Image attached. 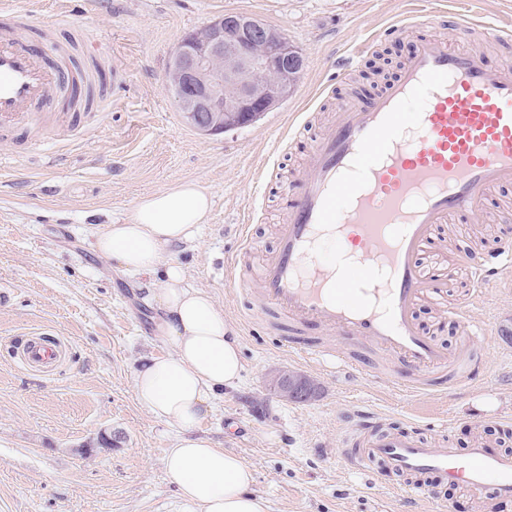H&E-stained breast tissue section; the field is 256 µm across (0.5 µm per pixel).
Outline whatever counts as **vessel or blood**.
<instances>
[{"mask_svg":"<svg viewBox=\"0 0 512 512\" xmlns=\"http://www.w3.org/2000/svg\"><path fill=\"white\" fill-rule=\"evenodd\" d=\"M46 32L54 61L28 40L11 0H0V125L22 129L70 82L95 88L111 62L98 29L82 37L92 65L71 63L57 30ZM512 43V23L466 15L451 36L419 38L398 77L369 102L343 101L329 131L311 145L294 195L286 197L277 245L252 294L261 311H275L296 324L315 323L330 337H355L413 368L406 393L420 396L438 372L471 385L484 368L479 350L486 326L471 317L486 285L512 268V238L492 249L474 243L456 265L475 280L468 297L449 309L474 350L453 364L435 337L415 321L419 301L437 281L420 265L437 225L461 212L483 213L489 194L512 185V57L490 64L482 53L454 50L449 38ZM56 344L28 343L24 359L48 367ZM338 440L346 463L365 475L374 465L403 480L410 503L437 502L435 480L461 485L481 512L512 501V452L489 453L483 442L467 451L440 442L431 447L419 433L385 428L373 413H353Z\"/></svg>","mask_w":512,"mask_h":512,"instance_id":"obj_1","label":"vessel or blood"}]
</instances>
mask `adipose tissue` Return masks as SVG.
<instances>
[{
	"label": "adipose tissue",
	"mask_w": 512,
	"mask_h": 512,
	"mask_svg": "<svg viewBox=\"0 0 512 512\" xmlns=\"http://www.w3.org/2000/svg\"><path fill=\"white\" fill-rule=\"evenodd\" d=\"M210 209L201 185L175 182L140 199L126 223L100 225L94 250L129 275L162 274L152 301L172 350L138 365L134 392L148 413L179 430L165 467L182 498L196 512H268L266 500L252 490L248 464L198 432L214 399L239 379V335L206 291L187 285L184 267L164 255L166 248L192 240Z\"/></svg>",
	"instance_id": "1"
}]
</instances>
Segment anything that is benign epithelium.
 I'll return each instance as SVG.
<instances>
[{
	"label": "benign epithelium",
	"instance_id": "obj_1",
	"mask_svg": "<svg viewBox=\"0 0 512 512\" xmlns=\"http://www.w3.org/2000/svg\"><path fill=\"white\" fill-rule=\"evenodd\" d=\"M305 58L285 32L245 16H219L183 37L168 64L167 88L183 121L203 135L247 125L288 97ZM280 397L312 396L309 377L282 370Z\"/></svg>",
	"mask_w": 512,
	"mask_h": 512
}]
</instances>
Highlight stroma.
<instances>
[{
	"label": "stroma",
	"mask_w": 512,
	"mask_h": 512,
	"mask_svg": "<svg viewBox=\"0 0 512 512\" xmlns=\"http://www.w3.org/2000/svg\"><path fill=\"white\" fill-rule=\"evenodd\" d=\"M29 34L51 53L45 26L61 11L94 25L119 58L122 83L106 81L112 107L70 123L66 99L34 121L33 144L0 129V512H192L164 468L177 429L136 400L139 362L171 346L158 332L148 300L153 285L127 275L93 248L100 225L121 224L137 200L181 180L211 196L207 224L196 237L168 248L187 283L213 296L240 338L244 371L225 389L201 432L240 455L255 475L254 491L269 512H408L401 478L373 488L335 447L344 414L384 416L386 428L416 425L430 443L447 438L459 450L483 437L489 451H512V335L485 341L486 376L465 389H437L414 398L392 389L413 379L404 363L359 339H336L363 372L347 376L319 358L302 357L290 341L323 340L314 324L290 330L269 312L254 313L251 296L225 282V259L238 252V227L251 225L246 259L259 275L276 246L274 189L263 175L282 167L290 182L306 173L288 131L305 141L331 125L339 99L367 100L399 72L415 36L391 37L397 19L425 12L454 17L459 0H15ZM224 14H243L278 28L301 48L305 69L288 100L257 122L219 135L183 123L166 90L171 54L181 37ZM371 48L350 77L330 62L360 42ZM311 125H303L305 113ZM512 185L498 188L482 215L466 213L438 225L436 238L456 230L459 249L474 238L512 236L503 215ZM415 318L449 354L469 348L458 324L422 301ZM34 336L61 342L58 361L35 370L22 349ZM290 368L316 384L304 403L282 400L272 374Z\"/></svg>",
	"instance_id": "stroma-1"
}]
</instances>
